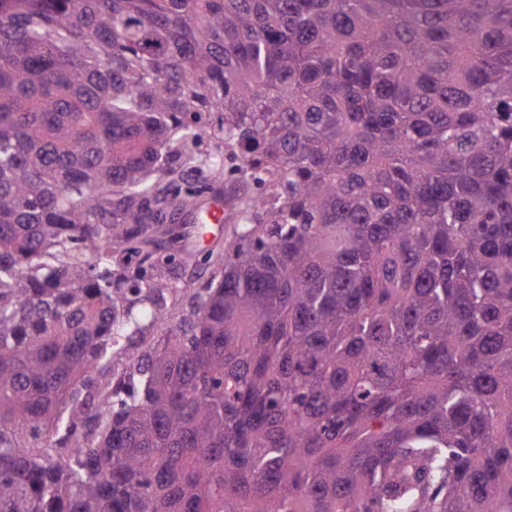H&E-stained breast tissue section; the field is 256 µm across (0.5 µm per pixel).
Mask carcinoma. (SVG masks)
I'll return each instance as SVG.
<instances>
[{
  "label": "carcinoma",
  "instance_id": "cac0c4a2",
  "mask_svg": "<svg viewBox=\"0 0 512 512\" xmlns=\"http://www.w3.org/2000/svg\"><path fill=\"white\" fill-rule=\"evenodd\" d=\"M0 512H512V0H0ZM223 192V196H224ZM221 195L210 196L205 200L203 207L191 214L189 224H219L209 229L210 234L199 242L190 241L188 251L191 253L202 252L218 245L224 246V200ZM202 211V212H201ZM193 254V255H194Z\"/></svg>",
  "mask_w": 512,
  "mask_h": 512
}]
</instances>
